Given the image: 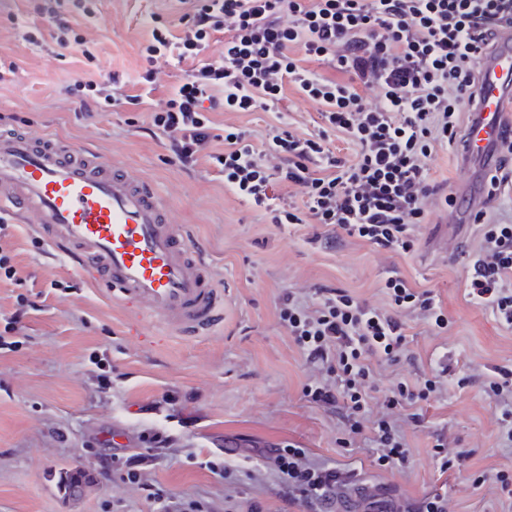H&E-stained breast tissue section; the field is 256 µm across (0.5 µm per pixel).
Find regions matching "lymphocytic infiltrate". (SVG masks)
I'll list each match as a JSON object with an SVG mask.
<instances>
[{
	"label": "lymphocytic infiltrate",
	"instance_id": "f902f5d3",
	"mask_svg": "<svg viewBox=\"0 0 512 512\" xmlns=\"http://www.w3.org/2000/svg\"><path fill=\"white\" fill-rule=\"evenodd\" d=\"M184 26L174 34L162 17L152 19L140 47L145 63L142 93L126 94L119 74L76 80L83 109L102 94L131 105L157 88L153 65L170 58L188 64L151 126L171 142L174 159L188 166L206 157L224 186L261 212L268 223L317 224L327 236L343 234L388 252H410L427 203L451 204L447 184L425 164L436 147L462 141L464 119L477 112L481 62L504 29L512 28V0H177ZM223 32L224 52L205 59L213 33ZM322 63L343 73L328 79L313 70ZM316 103L323 123L300 134L277 127L255 144L247 131L224 129V149L210 151L211 112L272 111L286 87ZM378 89L377 102L362 89ZM355 147L353 159L336 155L330 132ZM280 164L269 168L266 154ZM474 222L479 246L467 255L469 296L512 328V223L480 212ZM383 288V310L360 303L347 291L324 290L306 304L284 294L279 320L307 361L327 378L306 385L308 401L340 406L351 432L370 426L376 463L387 468L408 461L410 450L392 408L437 397L440 379L397 382L386 398L387 414L369 419L371 360L398 363L407 344L406 311L419 313L434 329L448 318L430 291L414 288L399 274ZM268 472L287 502L311 512H333L342 475L309 460L301 448H265ZM112 463L139 485L157 512H203L195 500L172 501L143 479V460L113 454Z\"/></svg>",
	"mask_w": 512,
	"mask_h": 512
}]
</instances>
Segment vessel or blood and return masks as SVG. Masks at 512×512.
I'll return each instance as SVG.
<instances>
[{"instance_id": "vessel-or-blood-1", "label": "vessel or blood", "mask_w": 512, "mask_h": 512, "mask_svg": "<svg viewBox=\"0 0 512 512\" xmlns=\"http://www.w3.org/2000/svg\"><path fill=\"white\" fill-rule=\"evenodd\" d=\"M481 114L466 136L463 164L487 169L505 127L504 86L512 82V31L502 33L481 66ZM480 191L467 190L454 214L479 213ZM35 217L49 246L73 260L112 299L157 316L185 336L209 331L224 296L203 256L168 216L152 183L134 178L95 151L61 138L0 130V215Z\"/></svg>"}]
</instances>
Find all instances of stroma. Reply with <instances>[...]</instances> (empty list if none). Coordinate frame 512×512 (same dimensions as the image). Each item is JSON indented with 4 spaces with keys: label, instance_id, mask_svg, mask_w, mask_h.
Wrapping results in <instances>:
<instances>
[{
    "label": "stroma",
    "instance_id": "1",
    "mask_svg": "<svg viewBox=\"0 0 512 512\" xmlns=\"http://www.w3.org/2000/svg\"><path fill=\"white\" fill-rule=\"evenodd\" d=\"M72 0H5L0 6V124L31 136H53L89 146L127 172L152 181L171 209L207 250L211 275L224 292V323L187 339L158 319L112 300L92 286L67 257L52 251L35 222L0 219V250L17 275L0 281V512H154V506L118 472L98 473L111 447L145 457V479L176 498L201 501L206 512L225 505L244 512L249 500L268 512H303L279 496L271 475L242 455L289 445L341 471L354 482L337 487V503L399 498L416 502L442 494L448 512H512V499L494 480L512 471L501 406L489 390L512 371V329L474 304L466 290L465 252L477 245L475 224H456L453 210L429 206L409 253H388L348 237L316 236L312 226L277 227L224 186L205 162L182 167L169 140L149 124V108L119 103L99 112L80 108L68 87L87 69L93 50L101 71L136 80L139 48L153 15H172L174 0H95L97 19L83 22L82 45L59 47L44 19ZM43 44L23 39L32 25ZM276 113L215 112L213 150L224 148V127L265 141ZM431 290L448 328L431 331L414 313L404 320L412 336L398 366L376 367L372 410L382 414L384 392L396 375L422 379L444 370L437 401L399 409L411 450L393 469L374 463L366 435L350 434L338 409L307 401L302 389L321 379L278 320L280 299L293 293L316 302L323 289H345L384 308L389 271ZM169 438L156 450L150 436ZM468 451L460 470L440 474L437 438ZM236 469L235 482L210 462ZM78 474L80 496H68L63 477Z\"/></svg>",
    "mask_w": 512,
    "mask_h": 512
}]
</instances>
